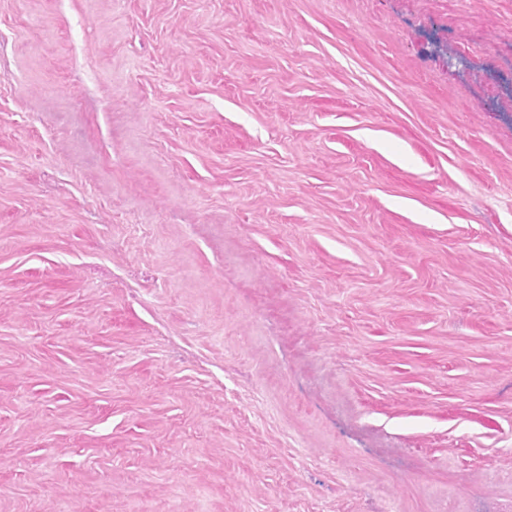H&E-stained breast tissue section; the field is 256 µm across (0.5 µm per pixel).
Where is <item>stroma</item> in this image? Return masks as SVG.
Listing matches in <instances>:
<instances>
[{
  "mask_svg": "<svg viewBox=\"0 0 512 512\" xmlns=\"http://www.w3.org/2000/svg\"><path fill=\"white\" fill-rule=\"evenodd\" d=\"M511 70L512 0H0V512H512Z\"/></svg>",
  "mask_w": 512,
  "mask_h": 512,
  "instance_id": "1",
  "label": "stroma"
}]
</instances>
